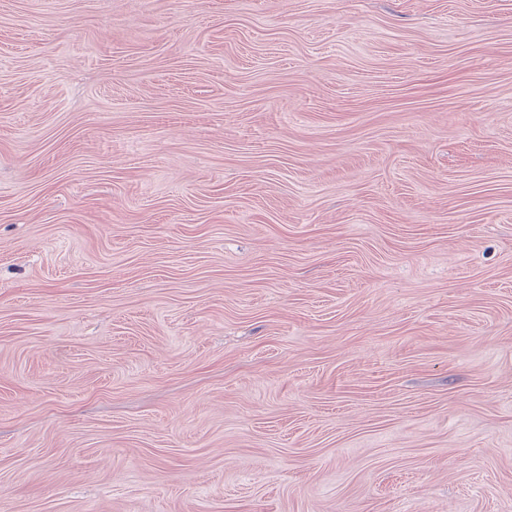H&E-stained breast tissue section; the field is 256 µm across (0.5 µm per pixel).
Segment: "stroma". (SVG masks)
Returning a JSON list of instances; mask_svg holds the SVG:
<instances>
[{
    "mask_svg": "<svg viewBox=\"0 0 512 512\" xmlns=\"http://www.w3.org/2000/svg\"><path fill=\"white\" fill-rule=\"evenodd\" d=\"M0 512H512V0H0Z\"/></svg>",
    "mask_w": 512,
    "mask_h": 512,
    "instance_id": "stroma-1",
    "label": "stroma"
}]
</instances>
